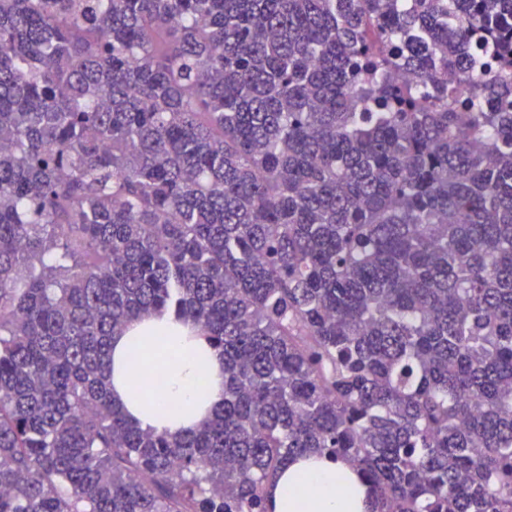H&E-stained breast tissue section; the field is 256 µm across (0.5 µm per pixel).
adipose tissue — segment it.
I'll return each instance as SVG.
<instances>
[{
	"instance_id": "1",
	"label": "adipose tissue",
	"mask_w": 512,
	"mask_h": 512,
	"mask_svg": "<svg viewBox=\"0 0 512 512\" xmlns=\"http://www.w3.org/2000/svg\"><path fill=\"white\" fill-rule=\"evenodd\" d=\"M111 399L142 428L178 435L224 403V360L188 324L148 316L111 341ZM175 412H166L167 404ZM269 512H370L368 486L342 460L292 457L267 486Z\"/></svg>"
}]
</instances>
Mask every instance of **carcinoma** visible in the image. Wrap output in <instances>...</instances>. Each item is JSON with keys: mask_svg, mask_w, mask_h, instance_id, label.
<instances>
[{"mask_svg": "<svg viewBox=\"0 0 512 512\" xmlns=\"http://www.w3.org/2000/svg\"><path fill=\"white\" fill-rule=\"evenodd\" d=\"M170 313L198 430L110 399ZM512 512V0H0V512ZM163 337L169 353L158 386L154 361ZM111 399L144 429L170 435L195 430L224 403V360L192 327L154 315L131 322L111 341ZM175 403L173 413L161 404ZM269 512H368V486L342 460L292 457L267 485Z\"/></svg>", "mask_w": 512, "mask_h": 512, "instance_id": "1", "label": "carcinoma"}]
</instances>
